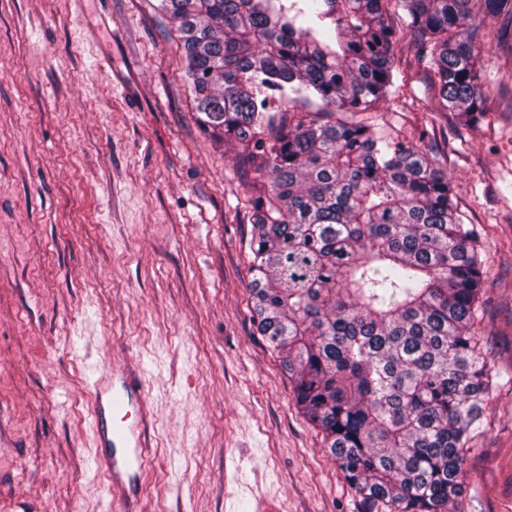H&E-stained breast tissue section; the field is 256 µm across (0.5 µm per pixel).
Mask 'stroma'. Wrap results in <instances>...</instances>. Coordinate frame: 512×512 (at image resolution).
Segmentation results:
<instances>
[{
	"label": "stroma",
	"mask_w": 512,
	"mask_h": 512,
	"mask_svg": "<svg viewBox=\"0 0 512 512\" xmlns=\"http://www.w3.org/2000/svg\"><path fill=\"white\" fill-rule=\"evenodd\" d=\"M158 0H0V512H114L88 386L145 378L155 454L137 512H358L248 307L251 226L233 145L196 123ZM372 111L419 140L482 250L495 385L462 512H512V52L481 44L487 116L437 105L414 36Z\"/></svg>",
	"instance_id": "35a3bbf8"
}]
</instances>
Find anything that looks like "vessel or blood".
Returning <instances> with one entry per match:
<instances>
[{
    "label": "vessel or blood",
    "mask_w": 512,
    "mask_h": 512,
    "mask_svg": "<svg viewBox=\"0 0 512 512\" xmlns=\"http://www.w3.org/2000/svg\"><path fill=\"white\" fill-rule=\"evenodd\" d=\"M90 391L99 448L94 463L105 472L124 505L137 495L146 458L144 381L127 365L115 364L96 376Z\"/></svg>",
    "instance_id": "b4317fda"
}]
</instances>
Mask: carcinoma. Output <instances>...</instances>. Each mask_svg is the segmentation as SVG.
Listing matches in <instances>:
<instances>
[{
    "instance_id": "carcinoma-1",
    "label": "carcinoma",
    "mask_w": 512,
    "mask_h": 512,
    "mask_svg": "<svg viewBox=\"0 0 512 512\" xmlns=\"http://www.w3.org/2000/svg\"><path fill=\"white\" fill-rule=\"evenodd\" d=\"M441 111L486 117L467 22L512 51V0H160L212 138L254 173L248 298L360 512H461L465 453L494 386L478 332L484 268L451 181L362 116L393 84L404 29ZM280 92V119L262 90ZM321 109L311 110V98Z\"/></svg>"
}]
</instances>
